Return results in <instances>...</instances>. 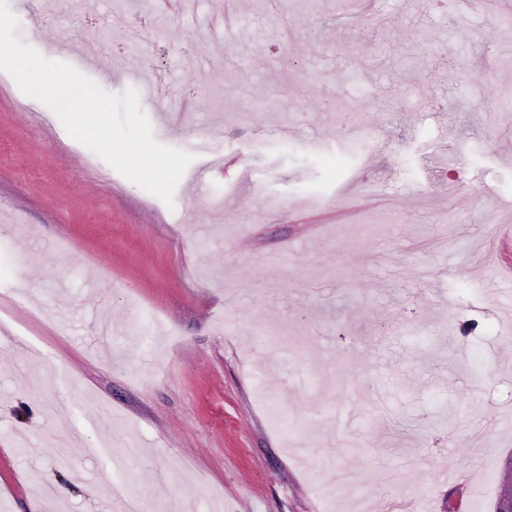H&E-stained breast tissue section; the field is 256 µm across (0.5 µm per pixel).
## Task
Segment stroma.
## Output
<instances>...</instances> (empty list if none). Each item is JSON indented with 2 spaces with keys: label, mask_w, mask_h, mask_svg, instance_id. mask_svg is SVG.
I'll list each match as a JSON object with an SVG mask.
<instances>
[{
  "label": "stroma",
  "mask_w": 512,
  "mask_h": 512,
  "mask_svg": "<svg viewBox=\"0 0 512 512\" xmlns=\"http://www.w3.org/2000/svg\"><path fill=\"white\" fill-rule=\"evenodd\" d=\"M239 2L218 43L224 0H8L43 57L100 47L88 77L193 160L166 206L0 70V512H494L512 327L478 259L495 240L512 290V23ZM139 69L191 101L177 123ZM221 157L243 165L196 187Z\"/></svg>",
  "instance_id": "stroma-1"
}]
</instances>
